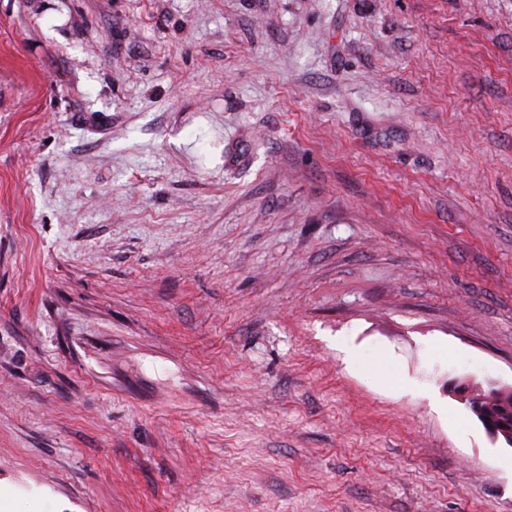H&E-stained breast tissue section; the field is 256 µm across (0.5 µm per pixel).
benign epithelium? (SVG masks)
Instances as JSON below:
<instances>
[{"instance_id": "1", "label": "benign epithelium", "mask_w": 512, "mask_h": 512, "mask_svg": "<svg viewBox=\"0 0 512 512\" xmlns=\"http://www.w3.org/2000/svg\"><path fill=\"white\" fill-rule=\"evenodd\" d=\"M453 391L472 405V414L492 441L512 447V386L495 388L489 398L477 396L466 383L455 384Z\"/></svg>"}]
</instances>
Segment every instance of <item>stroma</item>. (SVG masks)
Here are the masks:
<instances>
[{"label":"stroma","mask_w":512,"mask_h":512,"mask_svg":"<svg viewBox=\"0 0 512 512\" xmlns=\"http://www.w3.org/2000/svg\"><path fill=\"white\" fill-rule=\"evenodd\" d=\"M512 0H0V512H512ZM453 391L472 404V414L493 442L512 447V386L496 387L490 398L477 396L466 383H456Z\"/></svg>","instance_id":"obj_1"}]
</instances>
